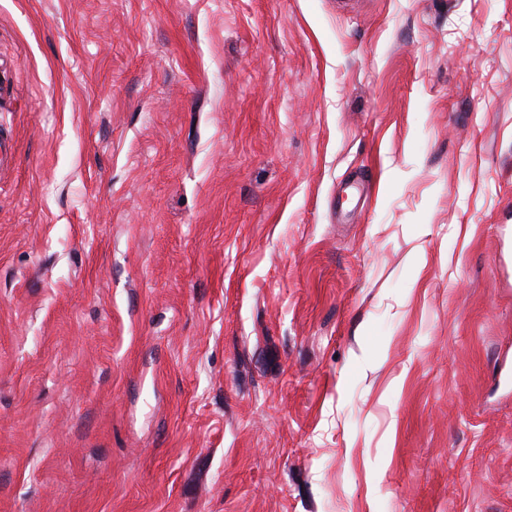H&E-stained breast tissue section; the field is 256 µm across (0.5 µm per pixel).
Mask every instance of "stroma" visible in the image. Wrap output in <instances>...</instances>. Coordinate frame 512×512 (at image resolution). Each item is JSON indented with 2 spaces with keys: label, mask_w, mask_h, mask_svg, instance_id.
Listing matches in <instances>:
<instances>
[{
  "label": "stroma",
  "mask_w": 512,
  "mask_h": 512,
  "mask_svg": "<svg viewBox=\"0 0 512 512\" xmlns=\"http://www.w3.org/2000/svg\"><path fill=\"white\" fill-rule=\"evenodd\" d=\"M512 0H0V512H512Z\"/></svg>",
  "instance_id": "stroma-1"
}]
</instances>
